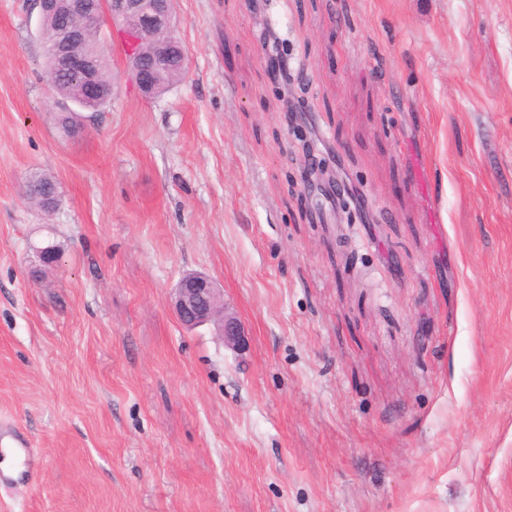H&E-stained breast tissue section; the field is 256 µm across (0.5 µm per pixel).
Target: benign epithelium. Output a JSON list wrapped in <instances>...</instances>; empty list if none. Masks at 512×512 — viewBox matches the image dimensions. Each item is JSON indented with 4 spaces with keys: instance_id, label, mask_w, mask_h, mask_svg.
Listing matches in <instances>:
<instances>
[{
    "instance_id": "obj_1",
    "label": "benign epithelium",
    "mask_w": 512,
    "mask_h": 512,
    "mask_svg": "<svg viewBox=\"0 0 512 512\" xmlns=\"http://www.w3.org/2000/svg\"><path fill=\"white\" fill-rule=\"evenodd\" d=\"M41 15L58 13L66 19L58 40L45 47L50 63L48 77L61 69L78 72L80 98L89 105L108 104L112 99V78L99 66L100 47L91 43L89 26L74 19L99 22L101 15L125 29L131 39L128 57L135 87L144 96L154 94L162 73L186 65V49L172 34L169 0H39ZM306 182L323 186L335 182L328 168L307 165ZM174 313L190 329L212 324L228 346L244 341V328L237 317L226 313L224 299L214 282L204 274L188 273L176 284Z\"/></svg>"
}]
</instances>
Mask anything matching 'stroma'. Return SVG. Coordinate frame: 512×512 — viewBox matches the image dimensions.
<instances>
[{"label":"stroma","instance_id":"obj_1","mask_svg":"<svg viewBox=\"0 0 512 512\" xmlns=\"http://www.w3.org/2000/svg\"><path fill=\"white\" fill-rule=\"evenodd\" d=\"M172 18L152 97L101 27L112 102L70 135L37 0H0V424L35 459L0 512H512V0ZM188 272L244 348L176 318Z\"/></svg>","mask_w":512,"mask_h":512}]
</instances>
